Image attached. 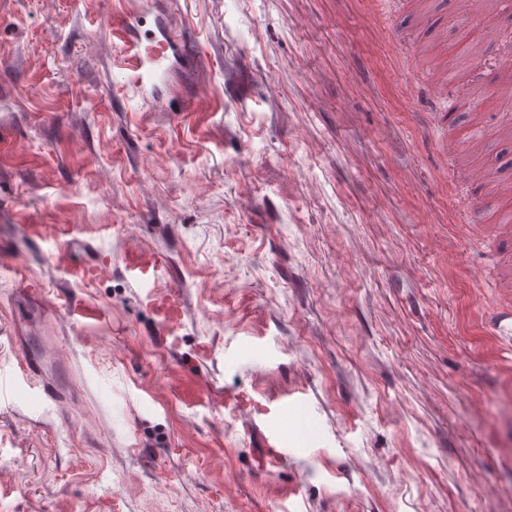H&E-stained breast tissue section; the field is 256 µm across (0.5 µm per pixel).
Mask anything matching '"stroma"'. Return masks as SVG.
Masks as SVG:
<instances>
[{"instance_id":"1","label":"stroma","mask_w":512,"mask_h":512,"mask_svg":"<svg viewBox=\"0 0 512 512\" xmlns=\"http://www.w3.org/2000/svg\"><path fill=\"white\" fill-rule=\"evenodd\" d=\"M474 22L472 0H0V379L48 338L57 389L0 396V512H512V199L468 180L512 183V9L476 60ZM131 42L168 57L157 95ZM465 72L495 102L476 153L448 149ZM274 397L290 452L263 471ZM133 46L126 47V65L128 70L133 73V83L140 92L145 93L146 89L153 83V77L162 67L164 54L150 53L147 60L143 59L138 53L132 54Z\"/></svg>"}]
</instances>
